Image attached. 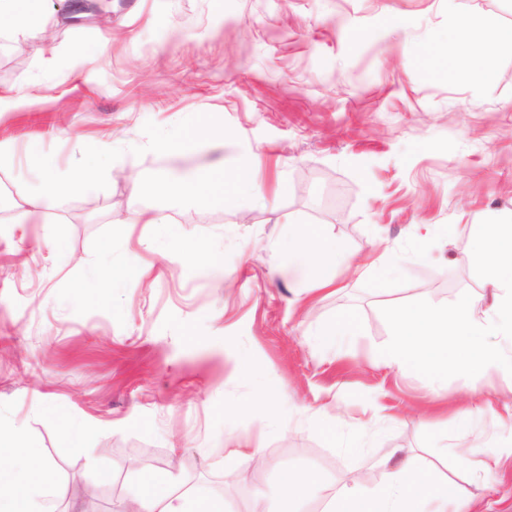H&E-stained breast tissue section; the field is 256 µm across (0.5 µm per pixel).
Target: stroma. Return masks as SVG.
Segmentation results:
<instances>
[{
	"label": "stroma",
	"mask_w": 512,
	"mask_h": 512,
	"mask_svg": "<svg viewBox=\"0 0 512 512\" xmlns=\"http://www.w3.org/2000/svg\"><path fill=\"white\" fill-rule=\"evenodd\" d=\"M458 12L474 40L512 26V0H92L81 24L51 11L46 39L0 53L1 89L40 86L0 114V141L14 147L0 196L22 202L35 155L68 167L90 136L119 150L111 178L40 223L0 207V423L21 425L54 462L58 512L100 465L114 480L98 512L135 493L140 468L247 512L256 493L280 499L277 468L341 486L392 448L452 481L471 512H512V464L458 470L452 425L477 396L512 407V378L456 376L436 400L431 380L380 354L391 338L382 308L480 293L476 227L512 214V55L496 58L488 86L431 60ZM105 24L111 49L83 62ZM52 49L60 63L43 69ZM188 113L218 138L149 149L184 138ZM256 157L257 196L221 208L158 187ZM132 175L145 186L135 196ZM144 210L169 215L187 251L158 226L125 223ZM305 230L339 248L336 293L310 291V257L287 248ZM364 256L383 257V274L357 271ZM128 263L151 271L107 301L75 298L81 280ZM346 313L354 335L323 344ZM268 382L286 391L273 418L255 402ZM58 409L89 430L84 447L61 437ZM247 436L262 439L264 465L228 484L222 448Z\"/></svg>",
	"instance_id": "1"
}]
</instances>
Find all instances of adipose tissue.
Segmentation results:
<instances>
[{"mask_svg":"<svg viewBox=\"0 0 512 512\" xmlns=\"http://www.w3.org/2000/svg\"><path fill=\"white\" fill-rule=\"evenodd\" d=\"M54 7V0H0V19L8 18L13 36L41 39L45 36L41 20ZM471 26L468 17L458 16L455 32L439 43L437 54L448 66L457 68L464 82L487 85L495 79L496 57L512 52V27L496 29L488 41L477 43L469 37ZM79 153V160L64 170L49 160L38 161L37 184L17 206L16 223L38 222L64 198L96 179L111 176L116 155L111 142L83 140ZM258 175L255 163L236 168L229 177L223 166L217 165L184 182L165 185L164 190L183 199L202 197L220 207L224 197L218 188L224 180H231L237 193L247 197L255 192ZM299 247L314 255L310 268L313 290L335 287L336 243L310 232L303 236ZM380 467V480L370 490L357 483L336 489L314 476L281 471L283 498L279 505L271 506L258 495L251 500L248 512H467L452 485L437 481L412 459L393 451L381 460ZM137 479V494L119 501L120 512H225L223 496L178 490L164 473L141 469ZM56 480L54 464L28 441L20 427L0 426V512H40L41 499L50 494Z\"/></svg>","mask_w":512,"mask_h":512,"instance_id":"ef3b65f1","label":"adipose tissue"}]
</instances>
